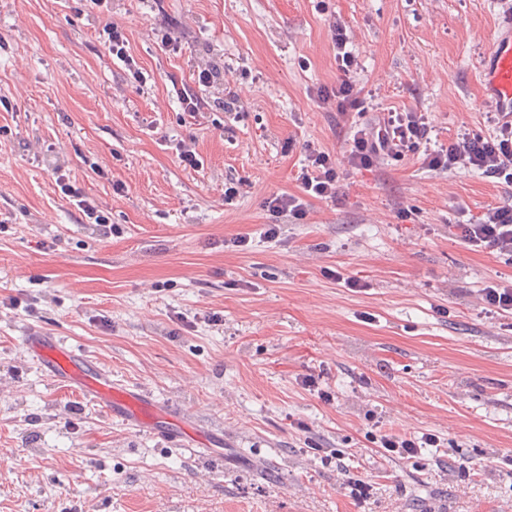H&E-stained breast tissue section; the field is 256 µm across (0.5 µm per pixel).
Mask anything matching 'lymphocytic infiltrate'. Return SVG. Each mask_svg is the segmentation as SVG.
<instances>
[{"label":"lymphocytic infiltrate","instance_id":"obj_1","mask_svg":"<svg viewBox=\"0 0 512 512\" xmlns=\"http://www.w3.org/2000/svg\"><path fill=\"white\" fill-rule=\"evenodd\" d=\"M332 42L336 48L339 75L331 87H320L317 104L335 110L339 123L346 126L345 150L348 165L356 170L369 169L388 161L402 160L406 153L417 152L430 140L431 126L424 113L387 112L370 121L350 124L353 112L368 111L364 88L357 80L360 63L350 47V38L339 23H332ZM493 134L464 133L449 139L446 145L426 153L423 165L436 173L469 170L494 183L512 186V118L496 113ZM301 196L274 194L267 198L269 212L297 220L306 214L303 196L334 202L338 199L339 173L336 158L330 152L307 147L297 177ZM454 229L468 246L491 249L512 258V206L488 209L478 220H461Z\"/></svg>","mask_w":512,"mask_h":512}]
</instances>
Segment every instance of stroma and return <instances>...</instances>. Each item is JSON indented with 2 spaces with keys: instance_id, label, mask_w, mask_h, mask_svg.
<instances>
[{
  "instance_id": "1",
  "label": "stroma",
  "mask_w": 512,
  "mask_h": 512,
  "mask_svg": "<svg viewBox=\"0 0 512 512\" xmlns=\"http://www.w3.org/2000/svg\"><path fill=\"white\" fill-rule=\"evenodd\" d=\"M335 21L375 104L427 113L430 149L494 132L478 70L512 29L506 0H0V95L24 87L0 109V512H512V314L474 305L512 283V261L450 230L512 188L418 152L341 166L337 203L306 198L298 222L265 206L301 195L306 145L346 150L316 103L336 82ZM113 22L145 85L109 53ZM166 22L185 27L179 50L160 44ZM202 58L217 77L195 122L171 82L196 86ZM228 64L246 69L230 85ZM28 326L219 428L223 462L53 384L23 351ZM427 433L438 447L410 460L375 443ZM338 449L367 502L337 485ZM56 185L60 188V191L64 196L75 201V205L82 211L86 219H88L87 223L109 224L108 217L101 206L96 202L89 200L80 188L75 187L60 177L57 178Z\"/></svg>"
}]
</instances>
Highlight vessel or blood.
Returning a JSON list of instances; mask_svg holds the SVG:
<instances>
[{"label":"vessel or blood","mask_w":512,"mask_h":512,"mask_svg":"<svg viewBox=\"0 0 512 512\" xmlns=\"http://www.w3.org/2000/svg\"><path fill=\"white\" fill-rule=\"evenodd\" d=\"M479 80L485 95L494 100L497 111L512 113L511 35L492 40ZM22 347L31 360L45 369L53 382L99 405L135 430L163 435L167 442L191 448L199 455L215 452L220 439L216 430L186 425L173 405L113 381L107 370L65 337L39 327H29L23 332Z\"/></svg>","instance_id":"obj_1"}]
</instances>
